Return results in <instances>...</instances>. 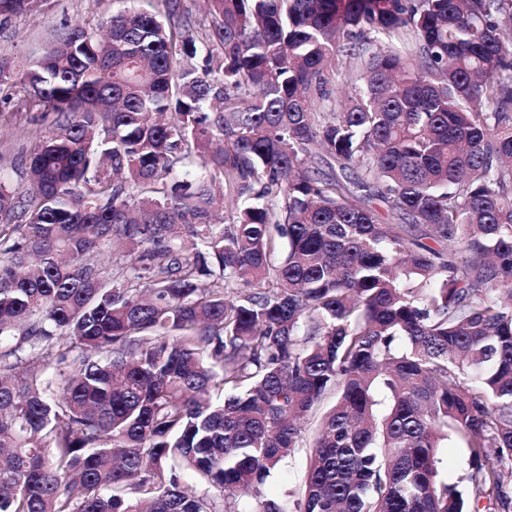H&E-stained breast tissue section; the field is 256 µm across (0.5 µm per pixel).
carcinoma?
<instances>
[{"instance_id": "carcinoma-1", "label": "carcinoma", "mask_w": 512, "mask_h": 512, "mask_svg": "<svg viewBox=\"0 0 512 512\" xmlns=\"http://www.w3.org/2000/svg\"><path fill=\"white\" fill-rule=\"evenodd\" d=\"M161 4L0 52L51 118L0 176V512H466L452 437L512 512V0H207L200 70ZM340 60L339 66L336 67V70L331 77L330 86V89L333 91L332 97L336 100V108H338L342 100L350 96L353 92L346 67V61L348 65L349 57L344 55ZM333 401V398H327L321 405L320 413L305 423L304 435L306 445L304 448H299L298 452L295 454L292 464L287 471L274 474L269 478L265 486V493L268 498L282 501L288 500L290 506H292L293 501L298 498L300 486L302 484L307 467V456L309 453L308 447L314 439L320 415L323 411L327 410L333 405ZM440 457L441 471L445 474L448 484H457L458 489L463 490V485L458 481L468 467L466 449L455 441H448V448H442Z\"/></svg>"}]
</instances>
